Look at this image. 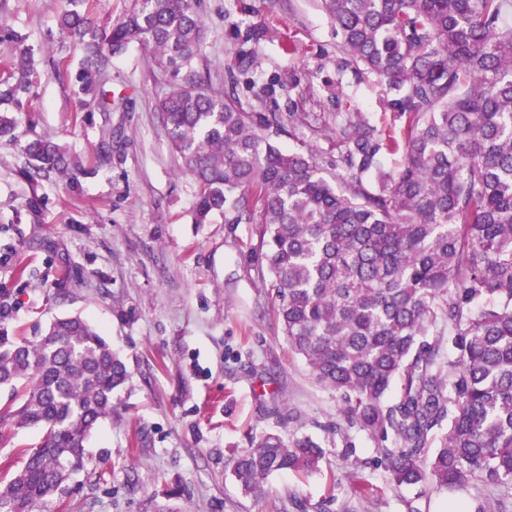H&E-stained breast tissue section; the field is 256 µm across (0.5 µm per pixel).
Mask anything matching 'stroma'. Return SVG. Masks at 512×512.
I'll list each match as a JSON object with an SVG mask.
<instances>
[{"instance_id":"obj_1","label":"stroma","mask_w":512,"mask_h":512,"mask_svg":"<svg viewBox=\"0 0 512 512\" xmlns=\"http://www.w3.org/2000/svg\"><path fill=\"white\" fill-rule=\"evenodd\" d=\"M67 0H0V23L35 48L33 109L18 113L27 137L65 146L82 163L72 180L30 182L19 142L0 138V248L28 244V281L0 266V291L17 305L11 325L26 335L78 314L126 362L129 380L111 417L89 436L83 470L40 512H161L177 494L182 512H473L494 502L480 486L448 494L388 488L370 465L373 443L357 432L354 457L334 447V393L288 351L246 242L251 227L191 219L195 184L170 148L155 108L178 86L135 44L112 59L111 111L85 106L71 75L80 63L57 28ZM207 29L197 70L206 85L249 112L307 113L283 149L336 150L327 122L337 104L366 112L400 136L404 121L382 111L374 81L338 70L336 37L318 0H200ZM308 89L298 99L296 88ZM112 134V157L98 154ZM70 275H63L64 261ZM306 434L326 447L319 471L271 476L262 494H242L235 457L253 437ZM373 489L351 497L352 461Z\"/></svg>"}]
</instances>
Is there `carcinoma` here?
I'll return each instance as SVG.
<instances>
[{
  "mask_svg": "<svg viewBox=\"0 0 512 512\" xmlns=\"http://www.w3.org/2000/svg\"><path fill=\"white\" fill-rule=\"evenodd\" d=\"M68 2L58 27L83 56L78 94L106 106L112 55L133 43L152 50L159 71L183 74L157 111L194 178V222L222 213L254 225L249 250L288 348L336 393L344 454L353 429L374 443L394 491L477 481L512 494V0H320L337 51L383 86L384 110L405 118L396 138L365 112H338L336 154L325 156L271 143L276 118L199 79L195 0H132L103 25L84 0ZM3 41L0 137L11 138L16 113L32 109L35 69L26 35L0 27ZM23 152L32 183L80 167L50 139ZM387 155L399 156L392 171ZM127 378L79 316L33 339L0 327V388L14 398L0 408V446L19 429L41 432L21 466L0 471V512H36L64 488ZM325 454L308 436L265 433L233 475L257 495L271 475L308 474ZM348 488L370 491L359 469Z\"/></svg>",
  "mask_w": 512,
  "mask_h": 512,
  "instance_id": "1",
  "label": "carcinoma"
}]
</instances>
